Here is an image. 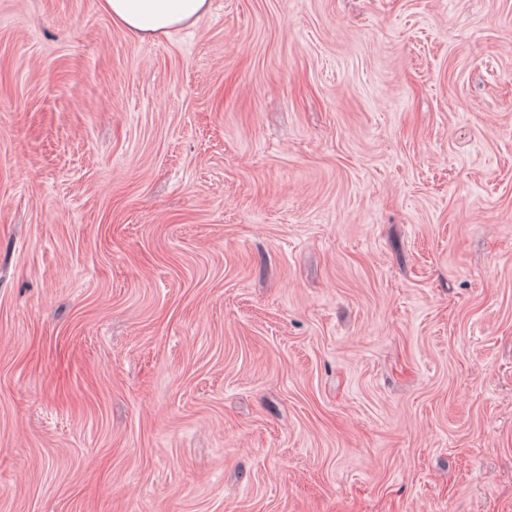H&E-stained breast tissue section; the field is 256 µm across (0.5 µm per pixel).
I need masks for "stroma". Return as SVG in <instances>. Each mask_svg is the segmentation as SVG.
Returning a JSON list of instances; mask_svg holds the SVG:
<instances>
[{"mask_svg": "<svg viewBox=\"0 0 512 512\" xmlns=\"http://www.w3.org/2000/svg\"><path fill=\"white\" fill-rule=\"evenodd\" d=\"M0 512H512V0H0ZM210 0H100L112 23L140 41L169 36L195 23L209 9Z\"/></svg>", "mask_w": 512, "mask_h": 512, "instance_id": "1", "label": "stroma"}]
</instances>
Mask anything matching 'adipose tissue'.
Masks as SVG:
<instances>
[{
	"mask_svg": "<svg viewBox=\"0 0 512 512\" xmlns=\"http://www.w3.org/2000/svg\"><path fill=\"white\" fill-rule=\"evenodd\" d=\"M209 5V0H100L113 24L141 41L166 37L195 23Z\"/></svg>",
	"mask_w": 512,
	"mask_h": 512,
	"instance_id": "obj_1",
	"label": "adipose tissue"
}]
</instances>
